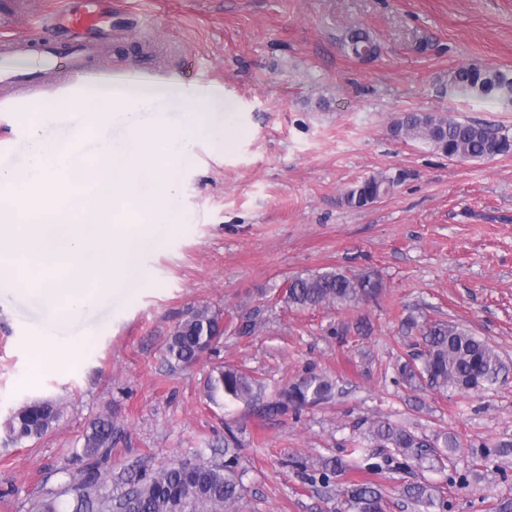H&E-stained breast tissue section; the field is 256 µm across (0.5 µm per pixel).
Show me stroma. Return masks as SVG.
<instances>
[{"label": "stroma", "mask_w": 512, "mask_h": 512, "mask_svg": "<svg viewBox=\"0 0 512 512\" xmlns=\"http://www.w3.org/2000/svg\"><path fill=\"white\" fill-rule=\"evenodd\" d=\"M136 25L107 41L98 59L130 69L154 47L152 78L179 77L202 94L215 83L233 107L217 145L196 147L180 181L182 221L139 261L148 288L124 307L84 317L74 365L32 377L30 338L39 313L0 290V424L23 402L48 398L62 416L47 434L0 446V512H33L67 492L83 468L89 422L112 418L101 466L105 492L120 476L195 455L223 461L236 448L242 493L231 512H344L353 483L378 488L387 512H418L403 492L427 482L447 512H494L512 497V454L483 460L484 446L512 438V374L495 390L442 396L402 382L397 366L416 353L419 324L457 323L512 367V155L451 161L390 136L411 111L453 112L512 131V104L458 94L455 68L479 62L512 69V0H112ZM369 33L376 58L341 45ZM57 88L0 102V157L25 136L29 112ZM406 178L377 203L352 209L345 192L377 174ZM371 271L383 288L358 306L299 309L284 291L296 274ZM224 318L213 352L187 367L164 359L189 308ZM417 327L408 328L407 318ZM252 319L251 333H238ZM263 384V399L307 373L340 393L301 411L215 405L206 385L218 367ZM382 420L461 443L443 467L398 465L389 448L361 465L362 422ZM348 468L322 482L325 460ZM483 479L460 482L467 462Z\"/></svg>", "instance_id": "stroma-1"}]
</instances>
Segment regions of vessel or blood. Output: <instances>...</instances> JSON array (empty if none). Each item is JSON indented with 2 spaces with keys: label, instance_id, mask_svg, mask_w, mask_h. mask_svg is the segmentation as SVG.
Listing matches in <instances>:
<instances>
[{
  "label": "vessel or blood",
  "instance_id": "vessel-or-blood-1",
  "mask_svg": "<svg viewBox=\"0 0 512 512\" xmlns=\"http://www.w3.org/2000/svg\"><path fill=\"white\" fill-rule=\"evenodd\" d=\"M17 0H0V58H19L20 66L0 69V100L18 98L38 87L96 73L98 45L124 27L125 14L113 11L111 0H55L44 12L41 32L6 35L17 15Z\"/></svg>",
  "mask_w": 512,
  "mask_h": 512
}]
</instances>
